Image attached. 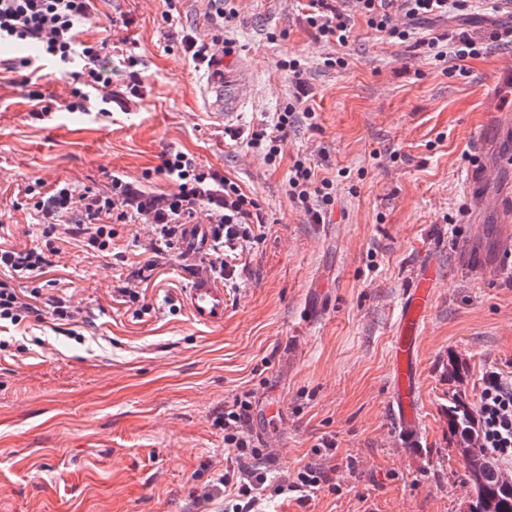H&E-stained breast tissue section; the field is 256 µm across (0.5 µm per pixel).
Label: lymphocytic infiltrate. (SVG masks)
I'll use <instances>...</instances> for the list:
<instances>
[{
    "instance_id": "f902f5d3",
    "label": "lymphocytic infiltrate",
    "mask_w": 512,
    "mask_h": 512,
    "mask_svg": "<svg viewBox=\"0 0 512 512\" xmlns=\"http://www.w3.org/2000/svg\"><path fill=\"white\" fill-rule=\"evenodd\" d=\"M359 2L370 28L400 41L410 39L412 21L443 16L465 5V0ZM308 6V22L321 37L341 46L348 42L354 27L350 14L328 8L327 0H309ZM93 10V0H0V43L32 42L40 47L42 58L56 63L61 71L77 68L80 84L70 88L62 102L69 112L86 111L93 90L100 92L104 104H111L113 99L112 76L104 65L110 54L108 41L91 44L78 38L77 22L90 19ZM394 10L407 18V25H392L390 13ZM158 171L173 183V191L148 194L117 176L107 194L81 192L67 181L56 184L37 202L51 219L46 234H53L54 220L62 218L67 233L105 251L112 245L113 224L132 221L150 225L157 242L170 249L181 239L184 225L192 223L197 210L204 209L211 232L209 270L221 279H232L235 267L230 260L239 256L254 237L258 201L237 182L204 168L193 155L184 152L164 154ZM288 195L317 224L324 222L334 202L332 182L314 183L310 168L301 162L295 163L288 175ZM48 264L44 249L37 246L21 251L0 249V270L9 278H38ZM8 280H0V321L17 324L37 313L34 300L39 292L34 289L29 297H22ZM250 411L251 403L243 395L236 397L224 413V446L244 466L242 478L232 485L231 512H256L268 481L267 474L255 464L260 452L252 448L245 430ZM477 414L483 453L501 466H511V374L496 366L484 372Z\"/></svg>"
}]
</instances>
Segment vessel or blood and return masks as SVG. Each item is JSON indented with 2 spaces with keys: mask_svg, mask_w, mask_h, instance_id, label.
<instances>
[{
  "mask_svg": "<svg viewBox=\"0 0 512 512\" xmlns=\"http://www.w3.org/2000/svg\"><path fill=\"white\" fill-rule=\"evenodd\" d=\"M494 199L500 223V250L505 260L512 261V186L501 187ZM435 280L434 263L422 261L412 287L402 299L389 347L393 374L391 407L401 434L411 442L418 441L421 434L416 399V354L433 305ZM183 301L194 323L207 327L223 325L227 298L219 279L210 272L200 271L192 277Z\"/></svg>",
  "mask_w": 512,
  "mask_h": 512,
  "instance_id": "1",
  "label": "vessel or blood"
}]
</instances>
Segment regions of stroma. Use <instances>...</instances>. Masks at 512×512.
Returning <instances> with one entry per match:
<instances>
[{
  "instance_id": "stroma-1",
  "label": "stroma",
  "mask_w": 512,
  "mask_h": 512,
  "mask_svg": "<svg viewBox=\"0 0 512 512\" xmlns=\"http://www.w3.org/2000/svg\"><path fill=\"white\" fill-rule=\"evenodd\" d=\"M307 0H231L225 44L246 77L239 111L210 110L202 87L223 83L184 51L211 38V0H96L82 40L110 36L112 89L130 70L128 107L68 112L72 82L42 62L41 101L6 66L30 45L0 50V246H44V220L24 189L70 181L106 192L113 176L171 191L162 156L192 154L260 204V237L227 281L223 326L195 324L183 294L202 254L154 253L150 227L116 223L100 252L56 231L48 273L35 279L40 316L0 327V512H224V408L252 402L247 432L272 487L265 512H468L464 458L448 434V396L477 403L492 365L512 372V274L497 271L498 226L486 210L472 234L469 206L512 185V167L467 179L479 143L512 155V92L493 80L512 66V16L471 0L464 18H428L400 42L369 28L357 0L346 45L320 40ZM466 31L485 45L456 69L426 39ZM340 57L344 67L325 58ZM298 59L302 76L284 68ZM507 111L488 112L489 93ZM301 103L282 153L250 147L280 112ZM50 112H43V105ZM333 183L325 223L287 194L296 161ZM439 270L418 351L421 436L410 444L389 404L390 340L422 256ZM142 294L126 301L122 291ZM64 298L73 330L51 316ZM464 368L448 379V359ZM283 411L266 419L265 403ZM333 448H325V441ZM313 465L331 481L311 497L276 495Z\"/></svg>"
}]
</instances>
